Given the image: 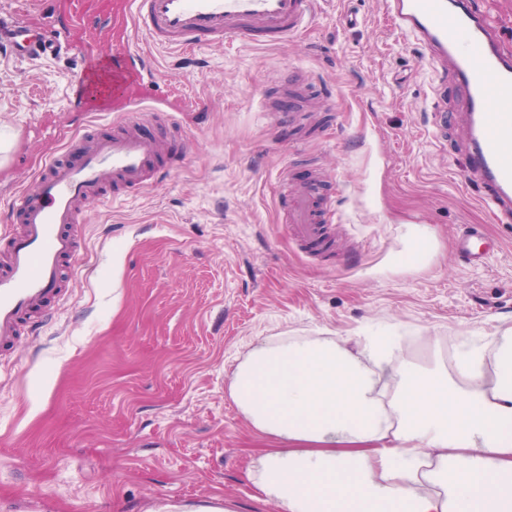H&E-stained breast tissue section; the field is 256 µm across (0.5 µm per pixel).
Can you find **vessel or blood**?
<instances>
[{"mask_svg": "<svg viewBox=\"0 0 512 512\" xmlns=\"http://www.w3.org/2000/svg\"><path fill=\"white\" fill-rule=\"evenodd\" d=\"M382 3L393 28L427 50L439 84L465 88L470 171L487 186L483 203L492 219L511 224L512 54L502 49L496 24L472 13L465 0ZM315 10L316 0H114L112 24L187 51L259 36L283 41L302 32ZM0 41L23 61L50 59L61 50L22 22L1 28ZM111 71L101 99L123 112L154 111L139 91L148 72L140 53L115 51ZM164 150L163 142L127 129L94 140L79 161L54 156L45 162L13 201L14 223L0 232V348L66 296L65 282L83 249V211L102 200L104 182L113 180L127 193L145 191L157 180L153 162ZM334 216L333 197H319L313 184L300 187L290 199L288 232L304 244H323Z\"/></svg>", "mask_w": 512, "mask_h": 512, "instance_id": "obj_1", "label": "vessel or blood"}]
</instances>
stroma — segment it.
I'll list each match as a JSON object with an SVG mask.
<instances>
[{
	"instance_id": "35a3bbf8",
	"label": "stroma",
	"mask_w": 512,
	"mask_h": 512,
	"mask_svg": "<svg viewBox=\"0 0 512 512\" xmlns=\"http://www.w3.org/2000/svg\"><path fill=\"white\" fill-rule=\"evenodd\" d=\"M58 38L67 53L15 60L0 44V129L15 137L0 172L10 201L78 129L111 136L79 78H103L112 51L147 57L180 132L167 136L149 190L91 204L67 298L0 352V512H151L219 497L236 512L260 500L250 449L265 447L230 396L259 343L394 336V365L452 363L512 331V223L495 224L466 177L462 93L438 87L415 42L381 0H318L306 32L188 53L93 19L71 25L67 0H0V16ZM305 120L273 125L269 99ZM448 114L444 132L436 112ZM335 176L330 244L301 248L284 222L285 185ZM483 227L484 257L457 239Z\"/></svg>"
}]
</instances>
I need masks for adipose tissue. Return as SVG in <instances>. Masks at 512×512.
Wrapping results in <instances>:
<instances>
[{"label":"adipose tissue","instance_id":"1","mask_svg":"<svg viewBox=\"0 0 512 512\" xmlns=\"http://www.w3.org/2000/svg\"><path fill=\"white\" fill-rule=\"evenodd\" d=\"M387 337L255 347L231 396L280 512H512V334L454 369L392 366Z\"/></svg>","mask_w":512,"mask_h":512}]
</instances>
